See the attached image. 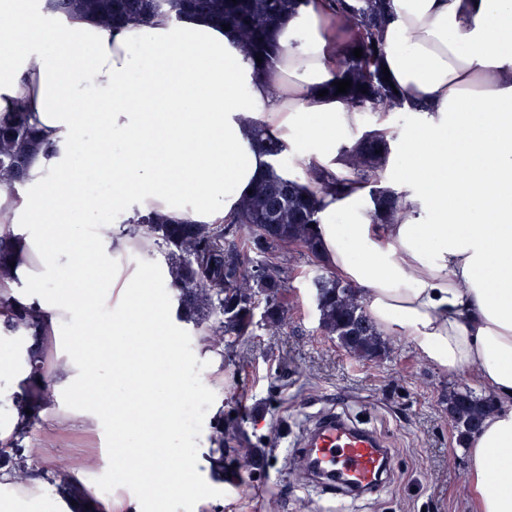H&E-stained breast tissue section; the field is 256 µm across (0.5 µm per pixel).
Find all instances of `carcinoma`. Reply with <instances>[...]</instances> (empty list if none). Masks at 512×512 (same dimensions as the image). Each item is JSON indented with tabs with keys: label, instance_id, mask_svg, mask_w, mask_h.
I'll list each match as a JSON object with an SVG mask.
<instances>
[{
	"label": "carcinoma",
	"instance_id": "cac0c4a2",
	"mask_svg": "<svg viewBox=\"0 0 512 512\" xmlns=\"http://www.w3.org/2000/svg\"><path fill=\"white\" fill-rule=\"evenodd\" d=\"M299 0H45L52 13L80 12L106 27L130 19L148 21L155 17L179 19L188 12L209 16L228 26L252 58L259 57L257 73L269 76L281 53L277 43L279 27L288 19ZM387 0H363L355 8L347 0H328V9L336 28H354L357 38L346 47L342 78L351 80L345 94H337L357 112H387L405 107L400 95L384 80L379 67L383 44L379 34L386 21ZM362 49V56L353 55ZM258 146L272 157V166L252 194L242 199L238 212L225 224H171L163 217L136 216L127 220L128 235L148 240L160 249L169 276L179 290V307L188 318L201 325L219 317L207 336L216 348L250 333L255 306L263 305L261 320L270 328H279L287 319L288 267L286 252L298 247L320 262L317 204L322 194L340 188L341 181H330L316 168L309 169L302 182L288 175L281 165L287 147L257 131ZM45 146L27 112L0 116V176L21 185L28 175L30 159ZM388 155L386 141L368 131L345 150V161L358 175L369 179ZM377 223H390L397 197L387 189L376 188ZM244 234L243 246L228 239L233 227ZM15 236L10 227L0 232V278H12L9 258ZM316 309L321 333L336 341L352 357L372 362L385 358L389 347L365 310L356 288L336 279L333 273L316 269L313 278ZM0 314L5 327L18 334L37 318L31 308L14 306L0 298ZM49 385L24 392L15 399L21 414L16 438L0 450V462L9 467L15 479L29 476L27 455L21 439L39 420L38 413L51 405ZM498 409L496 397L477 395L466 386L448 395V418L458 439L477 432L483 421ZM31 414H26V411Z\"/></svg>",
	"mask_w": 512,
	"mask_h": 512
}]
</instances>
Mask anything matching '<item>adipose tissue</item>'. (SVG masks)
<instances>
[{
  "instance_id": "ef3b65f1",
  "label": "adipose tissue",
  "mask_w": 512,
  "mask_h": 512,
  "mask_svg": "<svg viewBox=\"0 0 512 512\" xmlns=\"http://www.w3.org/2000/svg\"><path fill=\"white\" fill-rule=\"evenodd\" d=\"M387 11L380 65L423 109L401 143L378 117L390 145L376 185L398 198L391 223L378 224L372 186L341 160L359 114L325 88L352 35L337 31L325 0H304L281 28L267 82L232 34L199 15L106 29L47 12L43 0H0V113H29L47 144L25 185L0 183V223L18 236L0 297L41 314L25 353L70 328L49 379L55 400L76 404L88 430L112 429V462L140 488L113 502L79 477L20 487L0 471V512H39L49 498L61 512H162L154 489L177 457L188 465L175 483L194 495L203 449L155 431L180 394L164 339L183 321L155 295L171 285L167 270L113 266L135 243L102 222L93 261L111 272L108 292L73 296L57 272L77 255L82 219L104 208L223 223L271 164L253 145L258 126L298 164L342 180L318 204L319 253L361 290L378 329L408 338L442 371L473 373L496 396L499 411L470 442L469 495L475 512H512V0H389ZM85 168L112 179L110 201L80 191ZM104 306L112 335L136 341L108 362L85 341ZM107 379L149 411L105 415L85 387Z\"/></svg>"
}]
</instances>
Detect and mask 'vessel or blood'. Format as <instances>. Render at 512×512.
Wrapping results in <instances>:
<instances>
[{
  "label": "vessel or blood",
  "mask_w": 512,
  "mask_h": 512,
  "mask_svg": "<svg viewBox=\"0 0 512 512\" xmlns=\"http://www.w3.org/2000/svg\"><path fill=\"white\" fill-rule=\"evenodd\" d=\"M296 446L305 475L326 494H372L386 483L389 448L379 433L346 413L332 411L316 418Z\"/></svg>",
  "instance_id": "1"
}]
</instances>
